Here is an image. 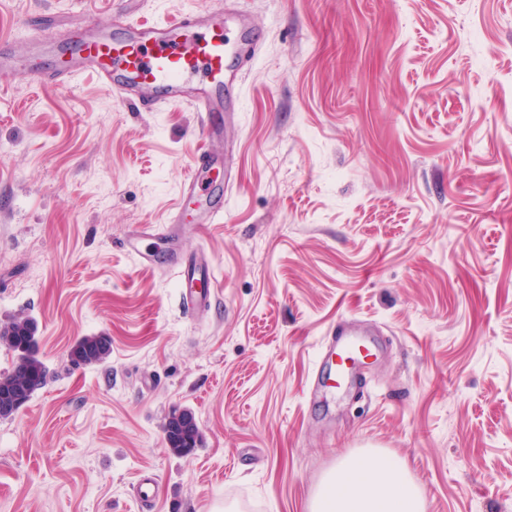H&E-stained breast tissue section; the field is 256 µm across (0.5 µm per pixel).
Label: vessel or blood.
Wrapping results in <instances>:
<instances>
[{
    "instance_id": "1",
    "label": "vessel or blood",
    "mask_w": 512,
    "mask_h": 512,
    "mask_svg": "<svg viewBox=\"0 0 512 512\" xmlns=\"http://www.w3.org/2000/svg\"><path fill=\"white\" fill-rule=\"evenodd\" d=\"M31 64L18 67L12 42L0 39V79L23 75L43 83L65 85L82 73H93L111 88L119 102L133 103L152 111L164 106L187 105L204 113L202 135L207 141L221 139L223 126L217 113L227 106L224 99L228 61L237 69L248 68L256 56V41L249 28H242L236 45H229L224 17L204 10L192 11L162 25L141 23L113 33L111 28L88 18L76 33H63L47 39L32 32ZM218 160L209 153L197 156L189 165L182 183L186 201L205 193L203 218L212 224L224 212V185L203 181L202 175L216 168ZM171 235L169 226L145 224L128 235L124 246L137 259L151 260L140 243L151 237L160 241ZM180 299L191 313L205 310L211 303L210 292L200 290V282H214L210 260L198 255L180 266ZM364 341L348 340L343 329L327 333L317 360L314 387H334L349 378L358 355L367 349Z\"/></svg>"
}]
</instances>
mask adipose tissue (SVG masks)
Listing matches in <instances>:
<instances>
[{"label":"adipose tissue","instance_id":"obj_1","mask_svg":"<svg viewBox=\"0 0 512 512\" xmlns=\"http://www.w3.org/2000/svg\"><path fill=\"white\" fill-rule=\"evenodd\" d=\"M404 463L383 454L346 457L313 493L310 512H425Z\"/></svg>","mask_w":512,"mask_h":512}]
</instances>
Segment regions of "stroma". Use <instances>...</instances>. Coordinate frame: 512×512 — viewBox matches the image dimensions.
<instances>
[{"instance_id":"obj_1","label":"stroma","mask_w":512,"mask_h":512,"mask_svg":"<svg viewBox=\"0 0 512 512\" xmlns=\"http://www.w3.org/2000/svg\"><path fill=\"white\" fill-rule=\"evenodd\" d=\"M192 9L257 38L226 73L221 223L176 210L191 107L89 76L0 92V321L33 318L49 370L0 419V512H308L368 449L405 462L425 512H512V0H0V38L22 55L31 27ZM168 222L155 266L125 253ZM199 252L201 318L170 269ZM340 318L378 360L309 396ZM95 335L108 360L71 366ZM185 409L201 439L180 457ZM171 228L170 225L144 224L138 231L127 236L124 246L127 252L133 254L137 259L149 261L154 257V254L143 252L140 247L141 241L147 237L165 241L172 234ZM165 434L170 450L179 456H186L196 448L200 436L195 417L190 410L173 414L166 425Z\"/></svg>"}]
</instances>
